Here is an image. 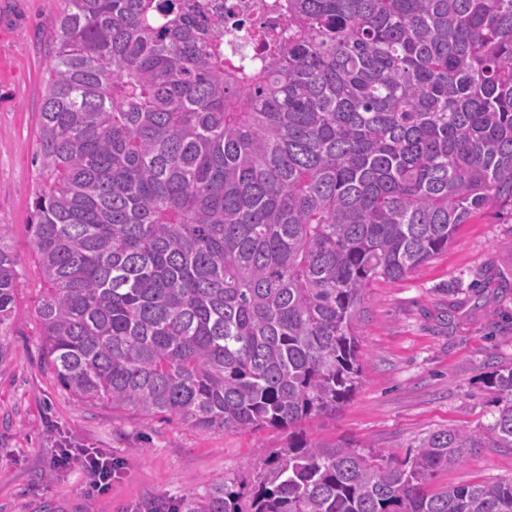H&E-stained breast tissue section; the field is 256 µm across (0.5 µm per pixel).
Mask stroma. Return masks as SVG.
I'll use <instances>...</instances> for the list:
<instances>
[{
    "label": "stroma",
    "instance_id": "1",
    "mask_svg": "<svg viewBox=\"0 0 512 512\" xmlns=\"http://www.w3.org/2000/svg\"><path fill=\"white\" fill-rule=\"evenodd\" d=\"M56 0H0V224L18 259V318L0 324V512H126L173 503L214 481L250 488L288 443L283 429L209 431L107 403L82 404L47 369L35 306L40 273L28 228L38 185L37 122ZM362 384L336 413L303 420L313 443L350 441L406 457L438 430L486 428L490 378L512 363V210L495 204L447 250L403 279L365 290L357 322ZM124 462L104 494L81 466L45 480L58 448ZM512 477V448H483L439 471L432 489Z\"/></svg>",
    "mask_w": 512,
    "mask_h": 512
}]
</instances>
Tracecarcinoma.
I'll list each match as a JSON object with an SVG mask.
<instances>
[{"label": "carcinoma", "mask_w": 512, "mask_h": 512, "mask_svg": "<svg viewBox=\"0 0 512 512\" xmlns=\"http://www.w3.org/2000/svg\"><path fill=\"white\" fill-rule=\"evenodd\" d=\"M29 228L53 373L81 403L200 431L295 429L362 371L367 286L512 208V0H57ZM0 244V322L16 318ZM488 430L413 458L288 435L249 505L224 483L171 512H512V478L430 490L512 448V366Z\"/></svg>", "instance_id": "cac0c4a2"}]
</instances>
